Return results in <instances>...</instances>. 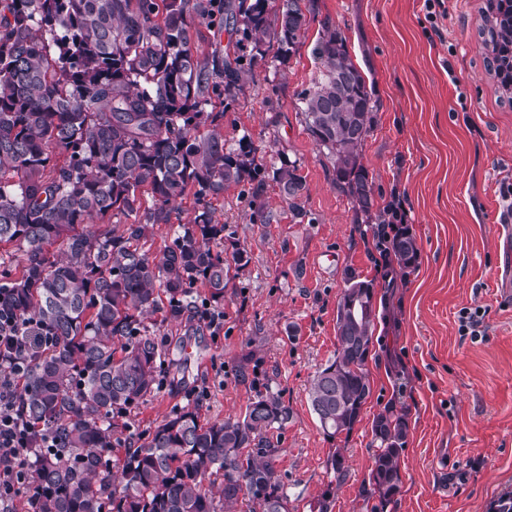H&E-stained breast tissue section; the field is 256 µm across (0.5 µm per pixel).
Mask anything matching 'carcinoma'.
<instances>
[{"label": "carcinoma", "instance_id": "obj_1", "mask_svg": "<svg viewBox=\"0 0 512 512\" xmlns=\"http://www.w3.org/2000/svg\"><path fill=\"white\" fill-rule=\"evenodd\" d=\"M0 0V318L18 317L51 345L28 359L15 406L31 424L25 512H289L268 436L289 411L281 394L256 388L243 416L200 422L184 407L135 433L132 409L168 383L164 325L196 308L198 288L221 303L232 268L247 252L224 248V225L207 198L245 182L255 203L273 182L296 219L305 185L291 164L225 147L217 107L245 95L252 74L238 50L284 58L305 33L315 0ZM487 28L507 64L512 4ZM199 24L228 29L224 54L191 50ZM312 54L317 75L299 95L305 130L330 163L336 187L359 224L395 223L375 204L362 163L375 122L363 72L347 39L322 21ZM152 205L142 208L143 193ZM194 218L173 228L162 256L155 228L169 224L188 194ZM134 217L122 229L90 231L112 213ZM392 261L415 267L410 232L389 245ZM161 314L152 330L145 319ZM376 320L373 283L353 273L336 306L334 358L313 377L309 399L334 440L359 421L370 392L365 362ZM370 482L380 503L400 481L407 422L390 406L373 421ZM336 480L342 449L327 459ZM222 478L214 489V479Z\"/></svg>", "mask_w": 512, "mask_h": 512}]
</instances>
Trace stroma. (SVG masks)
I'll return each mask as SVG.
<instances>
[{
  "instance_id": "stroma-1",
  "label": "stroma",
  "mask_w": 512,
  "mask_h": 512,
  "mask_svg": "<svg viewBox=\"0 0 512 512\" xmlns=\"http://www.w3.org/2000/svg\"><path fill=\"white\" fill-rule=\"evenodd\" d=\"M440 32L424 0H317L318 17L289 58L255 59L245 96L218 120L227 147L240 139L295 163L305 222L292 219L276 185L259 205L239 188L211 198L216 223L249 262L236 270L213 335L197 315L169 325L173 386L134 409L135 429L154 428L198 405L201 421L244 414L251 383L238 362L255 353L260 382L282 394L278 470L290 512L329 496L331 512H374V418L405 409L399 488L383 512H489L512 490V244L499 231L498 186L512 180V98L488 70L483 0H445ZM346 37L377 106L362 162L379 206L400 200L418 266L388 290L375 226L354 221L351 201L306 132L300 93L316 73L321 19ZM262 208L270 221H254ZM375 285L376 321L365 363L371 395L349 436L328 439L312 410L316 371L336 353V304L346 273ZM487 307L485 337L460 336L461 308ZM343 449L347 472L326 467Z\"/></svg>"
}]
</instances>
